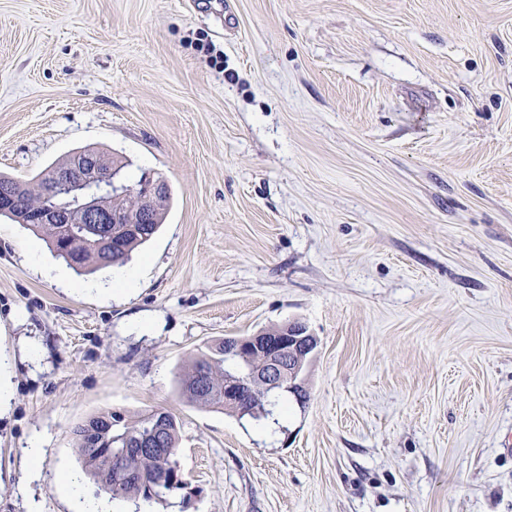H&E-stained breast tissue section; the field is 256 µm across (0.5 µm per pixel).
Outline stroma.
Wrapping results in <instances>:
<instances>
[{"label": "stroma", "instance_id": "1", "mask_svg": "<svg viewBox=\"0 0 512 512\" xmlns=\"http://www.w3.org/2000/svg\"><path fill=\"white\" fill-rule=\"evenodd\" d=\"M87 145L173 200L107 295L0 219V512L99 496L72 428L159 408L187 486L112 512H512V0H0V174ZM292 320L279 424L181 396ZM61 485L73 512H112L110 502L105 498L88 496L79 476L65 473Z\"/></svg>", "mask_w": 512, "mask_h": 512}]
</instances>
